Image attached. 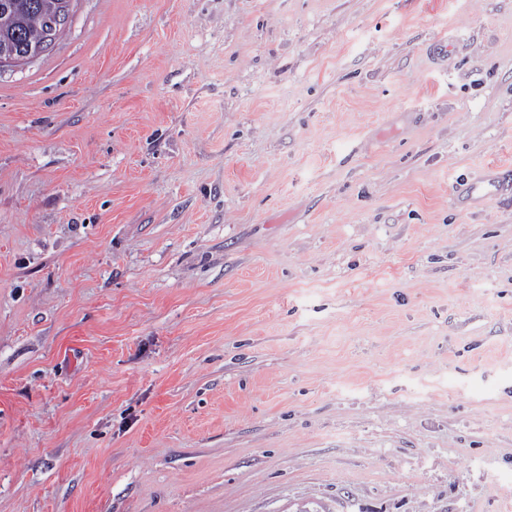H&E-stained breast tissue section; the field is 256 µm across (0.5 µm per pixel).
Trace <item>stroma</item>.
I'll return each instance as SVG.
<instances>
[{
    "label": "stroma",
    "instance_id": "35a3bbf8",
    "mask_svg": "<svg viewBox=\"0 0 512 512\" xmlns=\"http://www.w3.org/2000/svg\"><path fill=\"white\" fill-rule=\"evenodd\" d=\"M491 165L512 0H73L0 70V512H512ZM464 187L457 190V197L484 202L512 192V175L499 167H491L487 175L466 180Z\"/></svg>",
    "mask_w": 512,
    "mask_h": 512
}]
</instances>
